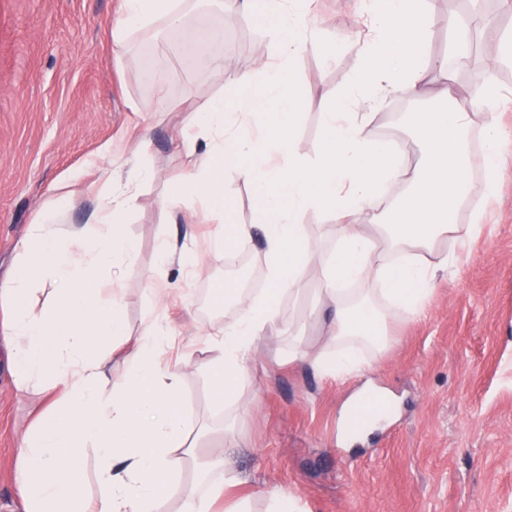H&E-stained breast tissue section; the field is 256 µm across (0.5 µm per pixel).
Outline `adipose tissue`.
<instances>
[{
    "label": "adipose tissue",
    "mask_w": 512,
    "mask_h": 512,
    "mask_svg": "<svg viewBox=\"0 0 512 512\" xmlns=\"http://www.w3.org/2000/svg\"><path fill=\"white\" fill-rule=\"evenodd\" d=\"M198 2L121 0L112 36L120 44L155 27L176 31L188 61L204 62L214 78L240 93L232 112L220 102H200L186 117L189 134L180 140L190 159L182 191L204 199L202 223L225 226L212 242L213 253L256 236L262 240L266 288L246 297L235 282H225V299L241 298L245 305L209 335L212 395L219 403L236 397L257 340L287 330L278 299L303 293L302 270L312 259L305 213L330 214L337 224L333 249L321 262V292L334 306L326 325L328 342L360 337L386 345L391 313L417 317L436 271L455 273L456 257L440 254L432 260L426 252L447 236L461 246L470 241L478 226L459 223L458 211L469 195L473 169L482 167L487 191L495 192L508 137L488 111L496 93L486 82L477 81L470 90L472 102L487 108L482 123L457 104L450 67L471 57L469 26L448 17L453 36L448 56L429 64L423 59L429 0H361L365 37L329 42L325 52L331 60L337 50L353 51L357 68L328 93L323 139L315 154H304L282 130L299 119L293 63L318 40L310 25L313 0H263L273 52L252 72L229 77L223 57L214 52L221 33L185 22L187 10ZM434 67L446 82L432 95L427 86ZM389 93L432 101L401 122L421 146L422 158L411 169L397 141L370 131L371 110ZM476 132L483 148L475 160L471 136ZM273 149L283 157L275 167L266 163ZM228 164L260 200L250 223L224 222ZM152 177L146 167L131 170L124 180L104 172L90 188L97 204L84 229L59 223L72 206L70 195L53 199L18 244L12 273L0 281V337L10 349L15 383L55 394L18 449L15 477L25 512H163L172 499L181 502V512H213L224 490L237 483L219 455L206 457L199 470L223 472L222 484L204 491L199 483H181L189 453L181 375L163 369L158 360L170 334L152 319L139 335H131L123 315L122 269L136 257L124 216L139 185ZM400 184L404 192L379 209L380 200ZM361 213L373 215L375 235L358 228ZM364 282L384 285L388 302L353 299L350 285ZM44 289L52 300L34 310L30 301ZM115 358L126 367L118 378L107 372ZM288 359L337 379L362 369L351 351L327 356L300 343L289 347ZM90 454L96 459L92 471L86 466ZM92 481L98 493L91 499L86 488Z\"/></svg>",
    "instance_id": "1"
}]
</instances>
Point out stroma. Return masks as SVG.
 I'll use <instances>...</instances> for the list:
<instances>
[{
  "instance_id": "35a3bbf8",
  "label": "stroma",
  "mask_w": 512,
  "mask_h": 512,
  "mask_svg": "<svg viewBox=\"0 0 512 512\" xmlns=\"http://www.w3.org/2000/svg\"><path fill=\"white\" fill-rule=\"evenodd\" d=\"M119 5L0 0V280L50 198L74 193L76 203L62 221L83 225L96 205L84 188L97 178L104 153L116 164L139 161L155 178L140 184L138 205L126 219L137 255L123 270L124 318L134 335L152 317L170 324L172 340L160 359L182 374L185 425L199 434L201 454L222 450L225 469L237 478L224 503L242 500L249 512H267L266 491L281 487L307 512H512V146L504 153L497 194L485 197L482 178H475L460 211L465 224L481 210L482 233L461 250L445 238L435 247L458 252V273L438 275L417 318L392 316L387 347L356 345L365 360L360 372L336 380L288 363L293 339L285 334L260 343L232 403L214 404L207 334L236 310H209L201 291L228 279L243 285L263 277L262 244L254 239L213 254L210 243L222 227L191 225L192 213L202 208L199 197H183L173 219L158 202L189 164L175 148L187 111L205 100L232 105L234 93L206 69L188 70L176 61L161 85L139 80L136 46L119 57L112 50ZM218 25L226 73L250 72L268 57L262 12L228 11ZM313 25L327 38L356 39L362 29L358 0H320ZM496 53V43L487 41L476 51L475 70L456 73L454 80L464 86L478 75L490 83L497 119L512 131V66L493 64ZM356 65L354 53L328 62L317 47L295 60L303 104L291 135L304 152L313 153L321 140L326 93ZM224 195L227 222L249 223L257 197L230 167ZM303 222L315 259L303 272L305 293L282 297L280 312L286 320L309 313L303 345L331 355L335 349L312 312L326 302L318 291V258L331 250L336 223L314 213ZM189 227L199 271L158 266V240ZM152 275L167 296L149 292ZM369 384L390 394L395 411L351 444L341 430L343 411ZM50 400L16 389L0 340V512H24L15 458L36 412ZM228 419L234 436L224 440Z\"/></svg>"
}]
</instances>
